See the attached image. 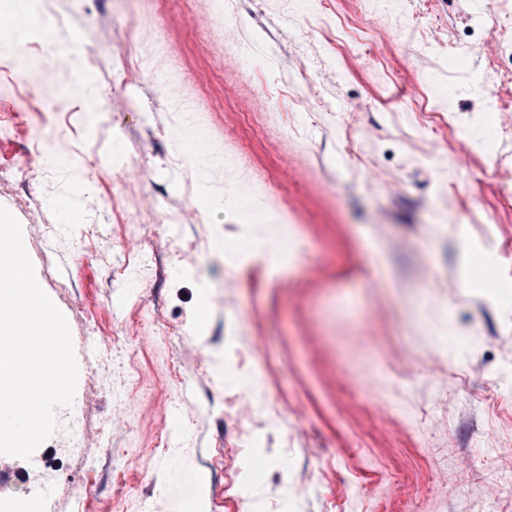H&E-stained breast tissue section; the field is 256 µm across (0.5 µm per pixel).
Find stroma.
Instances as JSON below:
<instances>
[{"mask_svg":"<svg viewBox=\"0 0 512 512\" xmlns=\"http://www.w3.org/2000/svg\"><path fill=\"white\" fill-rule=\"evenodd\" d=\"M28 2L0 0L20 18L0 45V109L20 116L0 140L13 173L0 206L68 322L79 375L56 432L31 460L7 457L0 502H512V121L489 107L499 81L485 66L512 0H357L349 13L344 0ZM58 49L77 73L54 71ZM30 91L44 115L21 116ZM193 132L212 142L204 159L182 145ZM36 151L47 172L24 175ZM191 205L203 223L172 225ZM289 224L285 260L266 239ZM245 385L256 411L227 425L226 396Z\"/></svg>","mask_w":512,"mask_h":512,"instance_id":"obj_1","label":"stroma"}]
</instances>
